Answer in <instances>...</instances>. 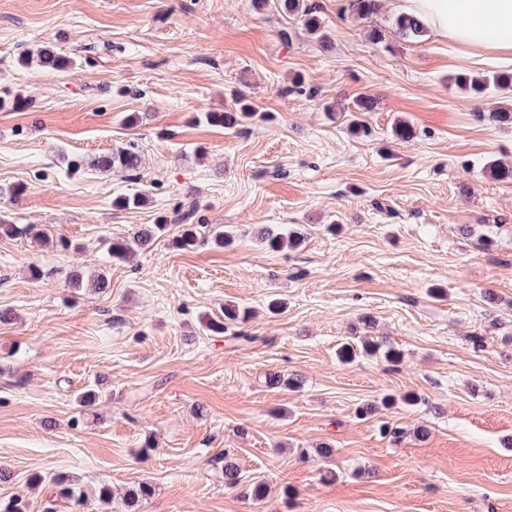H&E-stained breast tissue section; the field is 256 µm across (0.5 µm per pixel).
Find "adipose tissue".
Segmentation results:
<instances>
[{
    "mask_svg": "<svg viewBox=\"0 0 512 512\" xmlns=\"http://www.w3.org/2000/svg\"><path fill=\"white\" fill-rule=\"evenodd\" d=\"M437 34L479 51L512 54V0H390Z\"/></svg>",
    "mask_w": 512,
    "mask_h": 512,
    "instance_id": "ef3b65f1",
    "label": "adipose tissue"
}]
</instances>
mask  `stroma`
Here are the masks:
<instances>
[{
	"label": "stroma",
	"mask_w": 512,
	"mask_h": 512,
	"mask_svg": "<svg viewBox=\"0 0 512 512\" xmlns=\"http://www.w3.org/2000/svg\"><path fill=\"white\" fill-rule=\"evenodd\" d=\"M316 2L323 44L253 0H0V220L50 231L0 238V309L14 314L0 322V502L71 512L50 498L60 478L88 512H127L141 481L155 494L139 512H512V180L485 172L512 164V128L489 117L497 92L475 101L448 83L512 61L400 39L389 5L361 23L348 0ZM42 46L76 70L19 65ZM239 93L249 123L201 121ZM361 95L376 100L366 137L328 110ZM398 119L412 140L393 137ZM131 142L138 182L69 166ZM141 191V207H113ZM189 203L233 245L178 249L174 224L133 263L110 261L113 238ZM264 227L306 240L272 251ZM76 269L109 287L71 288ZM234 305L253 313L242 338L204 329ZM367 334L402 361L338 359ZM387 395L394 407L358 415ZM227 452L268 485L264 504L225 488Z\"/></svg>",
	"instance_id": "1"
}]
</instances>
